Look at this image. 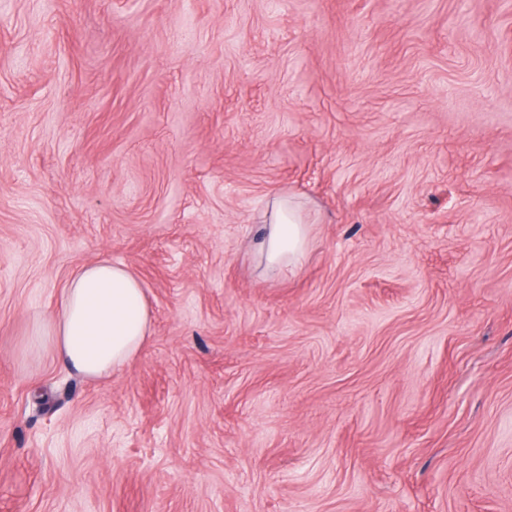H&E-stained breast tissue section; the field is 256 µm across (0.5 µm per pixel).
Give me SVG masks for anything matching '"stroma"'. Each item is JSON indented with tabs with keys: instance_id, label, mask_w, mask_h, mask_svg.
Masks as SVG:
<instances>
[{
	"instance_id": "obj_1",
	"label": "stroma",
	"mask_w": 512,
	"mask_h": 512,
	"mask_svg": "<svg viewBox=\"0 0 512 512\" xmlns=\"http://www.w3.org/2000/svg\"><path fill=\"white\" fill-rule=\"evenodd\" d=\"M96 261L101 381L36 338ZM0 512H512V0H0ZM318 220V213L294 195L271 197L261 213L256 241L264 270L279 276L295 274L310 244V226ZM152 315L140 279L123 264L102 261L81 267L63 289L48 331L64 365L98 379L125 369L151 334ZM45 332V334H43Z\"/></svg>"
}]
</instances>
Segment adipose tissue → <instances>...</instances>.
<instances>
[{
    "label": "adipose tissue",
    "mask_w": 512,
    "mask_h": 512,
    "mask_svg": "<svg viewBox=\"0 0 512 512\" xmlns=\"http://www.w3.org/2000/svg\"><path fill=\"white\" fill-rule=\"evenodd\" d=\"M318 213L293 195L271 197L261 216L256 252L265 271L300 268ZM152 315L140 279L123 264L81 267L64 288L47 331L54 352L78 374L98 379L125 369L151 334Z\"/></svg>",
    "instance_id": "ef3b65f1"
}]
</instances>
